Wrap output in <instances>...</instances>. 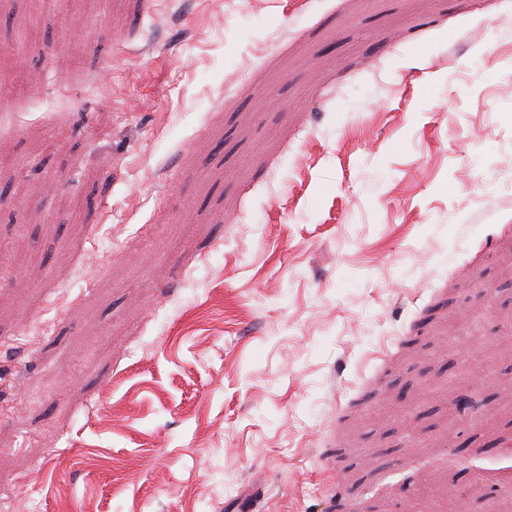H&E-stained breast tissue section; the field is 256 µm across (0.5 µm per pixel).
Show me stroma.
Returning a JSON list of instances; mask_svg holds the SVG:
<instances>
[{
  "label": "stroma",
  "instance_id": "obj_1",
  "mask_svg": "<svg viewBox=\"0 0 512 512\" xmlns=\"http://www.w3.org/2000/svg\"><path fill=\"white\" fill-rule=\"evenodd\" d=\"M0 10V512H512V0Z\"/></svg>",
  "mask_w": 512,
  "mask_h": 512
}]
</instances>
